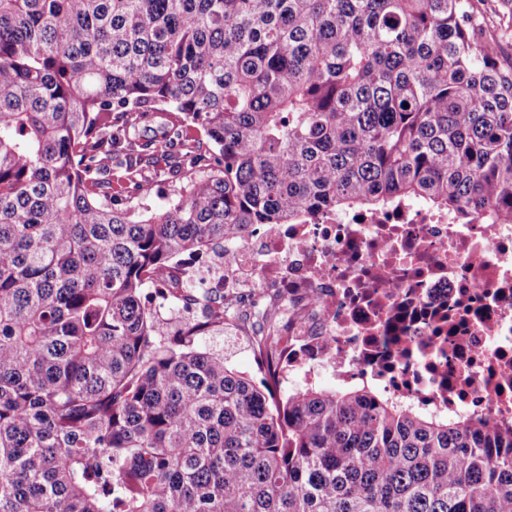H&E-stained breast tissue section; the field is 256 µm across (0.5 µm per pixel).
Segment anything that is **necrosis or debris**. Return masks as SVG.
Returning <instances> with one entry per match:
<instances>
[{"mask_svg": "<svg viewBox=\"0 0 512 512\" xmlns=\"http://www.w3.org/2000/svg\"><path fill=\"white\" fill-rule=\"evenodd\" d=\"M249 323L273 320L290 376L369 383L451 417L512 424V224L423 206L255 224L188 261Z\"/></svg>", "mask_w": 512, "mask_h": 512, "instance_id": "necrosis-or-debris-1", "label": "necrosis or debris"}]
</instances>
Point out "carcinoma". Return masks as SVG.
<instances>
[{"mask_svg": "<svg viewBox=\"0 0 512 512\" xmlns=\"http://www.w3.org/2000/svg\"><path fill=\"white\" fill-rule=\"evenodd\" d=\"M164 143L184 192L112 206L101 157L143 198ZM417 203L512 224V59L474 0H0V512H512V425L280 402L199 345L224 289L184 257Z\"/></svg>", "mask_w": 512, "mask_h": 512, "instance_id": "cac0c4a2", "label": "carcinoma"}]
</instances>
